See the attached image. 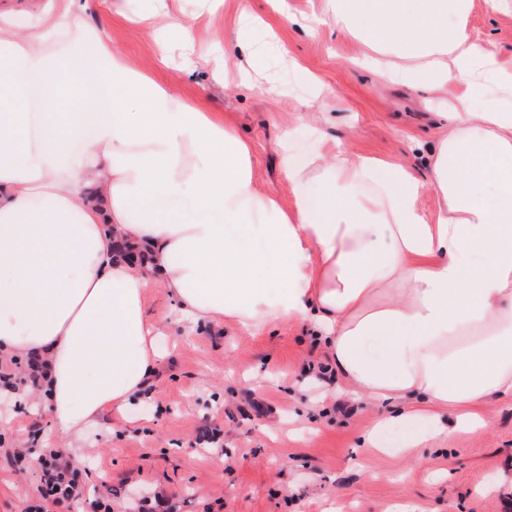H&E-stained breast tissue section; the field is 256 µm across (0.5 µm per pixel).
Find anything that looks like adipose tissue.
I'll return each mask as SVG.
<instances>
[{
    "mask_svg": "<svg viewBox=\"0 0 512 512\" xmlns=\"http://www.w3.org/2000/svg\"><path fill=\"white\" fill-rule=\"evenodd\" d=\"M474 6L329 0L356 65L441 93L448 131L423 179L371 154L297 157L283 129L286 201L259 190L230 123L87 29L83 0H47L23 24L0 11V355L47 364L60 435L145 388L162 357L145 307L157 286L195 326H306L381 408L367 436L381 452L387 431L409 456L488 426L481 408L512 398V70L470 33ZM121 15L183 32L225 89L270 68L257 49L242 63L196 51L176 0Z\"/></svg>",
    "mask_w": 512,
    "mask_h": 512,
    "instance_id": "adipose-tissue-1",
    "label": "adipose tissue"
}]
</instances>
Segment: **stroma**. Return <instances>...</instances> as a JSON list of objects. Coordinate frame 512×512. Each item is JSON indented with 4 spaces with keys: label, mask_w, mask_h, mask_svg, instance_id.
<instances>
[{
    "label": "stroma",
    "mask_w": 512,
    "mask_h": 512,
    "mask_svg": "<svg viewBox=\"0 0 512 512\" xmlns=\"http://www.w3.org/2000/svg\"><path fill=\"white\" fill-rule=\"evenodd\" d=\"M195 18L197 44L230 45L240 21L233 0L201 15L199 0H179ZM117 0H93L91 27L109 19L112 43L137 71L187 95L206 90L210 111L229 113L252 148L257 185L287 196L277 137L294 129L291 148L304 156L334 143L353 154L399 161L426 175V160L447 129L423 94L378 83L353 65L356 40L335 25L310 37L291 28L281 37L269 77L284 96L246 88L228 92L209 68L160 67L154 34L130 29ZM468 26L495 43L512 67V5L476 6ZM316 126L320 136L308 128ZM147 311L162 329L164 358L148 380L149 396L132 408V422L103 413L74 442L59 438L42 398L19 404L11 425L0 424V512H27L39 483L37 467L15 472L17 448H63L87 498L111 492L112 512H124L133 492L156 489L176 497L181 512H512V401L489 402L485 430L456 432L417 456L381 454L363 438L377 420L338 377L306 379L304 368L323 353L300 327L245 334L227 323L186 331L163 289H152Z\"/></svg>",
    "instance_id": "1"
}]
</instances>
